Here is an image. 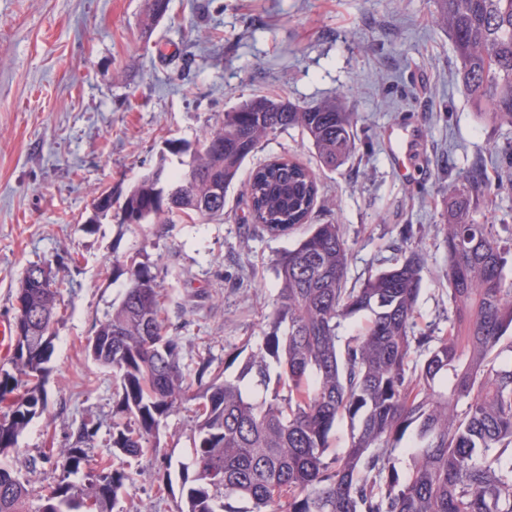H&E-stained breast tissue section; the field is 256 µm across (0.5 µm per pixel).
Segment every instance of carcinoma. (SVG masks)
Listing matches in <instances>:
<instances>
[{
	"label": "carcinoma",
	"mask_w": 512,
	"mask_h": 512,
	"mask_svg": "<svg viewBox=\"0 0 512 512\" xmlns=\"http://www.w3.org/2000/svg\"><path fill=\"white\" fill-rule=\"evenodd\" d=\"M167 8L145 0V26ZM433 21L448 29L468 101L491 124L512 127V0H435ZM356 125L334 100L300 106L255 95L202 135L209 150L169 188L158 168L124 195L96 190L92 208L135 231L218 221L241 166L269 136L297 127L335 169L356 150ZM466 179L477 195L494 194L483 166ZM242 195L251 223L283 233L308 223L318 184L309 167L281 158L258 165ZM473 210L448 184V326L423 331L418 245L402 239L400 262L349 287L340 226L311 225L278 259L262 343L233 380L205 360L187 377L158 274L131 264L121 302L84 345L112 369L125 421L112 425L110 452L97 459L87 445L99 426L81 422L56 462L63 477L43 493L5 458L47 410L67 282L48 261L29 265L15 294L12 370L0 369V512H113L127 459L158 454L162 422L188 404L193 448L176 512H224L231 498L249 500L250 512H512V362L499 361L512 354V226L480 224ZM360 315L365 327L344 335ZM344 418L353 422L348 444L332 452ZM408 435L413 463L402 475L391 454Z\"/></svg>",
	"instance_id": "1"
}]
</instances>
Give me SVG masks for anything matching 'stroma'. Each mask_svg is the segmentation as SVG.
Returning a JSON list of instances; mask_svg holds the SVG:
<instances>
[{"mask_svg": "<svg viewBox=\"0 0 512 512\" xmlns=\"http://www.w3.org/2000/svg\"><path fill=\"white\" fill-rule=\"evenodd\" d=\"M144 0H0V323H12L27 266L49 260L68 286L56 329L49 407L18 440L11 461L34 488L58 470L40 461L68 447L85 420L99 425L92 456L108 451L114 379L83 347L121 298L127 277L114 262L149 261L169 296L166 324L181 365L211 359L238 376L237 354L256 348L280 282L275 264L299 232L251 224L240 182L285 158L315 171L311 223L340 225L347 280L360 285L396 258L401 237L426 259L420 325L448 316L447 254L437 227L449 183L476 158L494 163L512 129L480 119L458 82L447 34L432 25L433 0H169L143 36ZM254 94L307 104L337 99L359 116L357 150L335 170L320 166L299 129L277 133L242 165L220 221L131 232L94 218L95 189L127 192L156 166L186 169L195 145L225 112ZM419 125V152L396 158L387 133ZM187 412L161 427V452L131 463L119 504L175 512L165 487L191 454Z\"/></svg>", "mask_w": 512, "mask_h": 512, "instance_id": "obj_1", "label": "stroma"}]
</instances>
